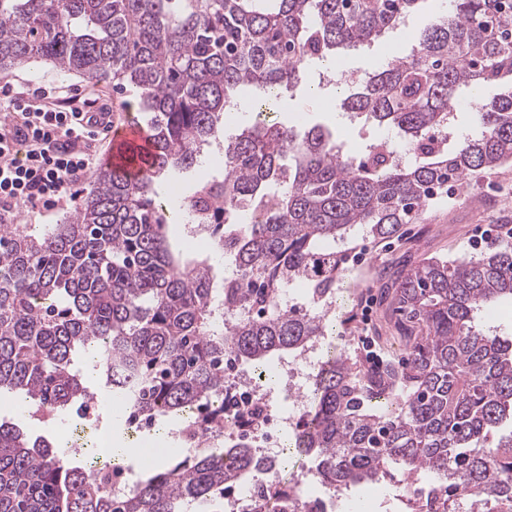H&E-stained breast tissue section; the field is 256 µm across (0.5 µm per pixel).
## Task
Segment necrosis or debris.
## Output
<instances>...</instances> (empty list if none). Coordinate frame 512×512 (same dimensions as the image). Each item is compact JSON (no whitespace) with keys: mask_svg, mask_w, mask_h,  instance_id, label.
<instances>
[{"mask_svg":"<svg viewBox=\"0 0 512 512\" xmlns=\"http://www.w3.org/2000/svg\"><path fill=\"white\" fill-rule=\"evenodd\" d=\"M324 345L320 336L283 358L275 388L258 382L234 356H225L224 437L248 443L260 468L226 490L224 512H251L261 489L280 485L282 434L301 428Z\"/></svg>","mask_w":512,"mask_h":512,"instance_id":"obj_1","label":"necrosis or debris"}]
</instances>
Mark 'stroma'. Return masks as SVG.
Segmentation results:
<instances>
[{"instance_id": "stroma-1", "label": "stroma", "mask_w": 512, "mask_h": 512, "mask_svg": "<svg viewBox=\"0 0 512 512\" xmlns=\"http://www.w3.org/2000/svg\"><path fill=\"white\" fill-rule=\"evenodd\" d=\"M448 6L449 0H424L421 13L390 29L378 42L365 49L344 52L342 66L368 71L384 64L390 55H409L425 18L446 15ZM4 82L18 88L43 82L70 88L101 106L108 107L113 102L111 83H93L75 74L64 75L41 62L0 72V84ZM344 98L345 88L340 84H324L315 90L302 87L286 97L275 111L267 113L266 118L299 134L314 126L326 129L354 158L379 139L396 141L401 150H408V143L390 128L364 121L350 122L342 108ZM477 224H512V161L438 192L415 223L403 226L397 239L380 243L360 234L351 240L346 246L343 277L336 286V305L328 318V343L337 351L358 354L363 350L362 337L368 336L383 360L400 359L404 354L401 330L389 313V290L395 272L424 257L453 260L471 254L469 240ZM369 298L375 304L367 313L363 306ZM1 417L27 433L62 441L79 424L72 412L43 419L33 415L31 406L14 399L0 403ZM404 484L405 474L398 469L393 477L378 483L347 489L340 510L359 512L360 504L370 500L374 503L372 512H389L388 502L396 500Z\"/></svg>"}]
</instances>
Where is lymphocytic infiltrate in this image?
Masks as SVG:
<instances>
[{
	"mask_svg": "<svg viewBox=\"0 0 512 512\" xmlns=\"http://www.w3.org/2000/svg\"><path fill=\"white\" fill-rule=\"evenodd\" d=\"M0 223L20 209L38 213L76 202L75 184L95 165L99 131L92 100L57 86H0Z\"/></svg>",
	"mask_w": 512,
	"mask_h": 512,
	"instance_id": "1",
	"label": "lymphocytic infiltrate"
}]
</instances>
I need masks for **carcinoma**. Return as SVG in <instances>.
<instances>
[{"mask_svg":"<svg viewBox=\"0 0 512 512\" xmlns=\"http://www.w3.org/2000/svg\"><path fill=\"white\" fill-rule=\"evenodd\" d=\"M421 0H0V71L45 62L112 82L113 111L147 115L144 173L97 170L63 224L35 234L0 224V393L52 417L84 398L75 367L92 357L112 392L159 419L216 406L224 354L266 372L269 360L327 335L325 319L275 305L302 281L313 302L335 293L355 231L387 240L412 224L432 192L512 160V0H450L413 54L394 57L349 89L344 108L397 130L417 160L368 146L346 155L330 132L256 121L219 154L223 173L184 192L178 177L221 132L224 103L242 87L258 107L306 85L308 68L371 44ZM497 85L478 130L448 147L463 88ZM202 212L215 254L174 256L167 227ZM512 300V244L401 271L393 303L405 359L363 368L329 351L294 451L317 459L339 489L391 467L435 475L450 499L486 512L512 504V338L475 329L474 313ZM243 311L224 329V316ZM188 450L162 462L119 500L102 490L108 458L76 463L45 436L0 420V512H183L192 500L223 512L220 492L256 467L248 446L224 447L221 411ZM270 492L262 512H297Z\"/></svg>","mask_w":512,"mask_h":512,"instance_id":"carcinoma-1","label":"carcinoma"}]
</instances>
